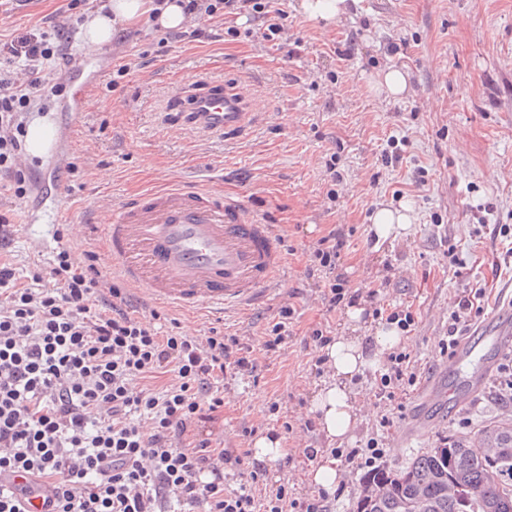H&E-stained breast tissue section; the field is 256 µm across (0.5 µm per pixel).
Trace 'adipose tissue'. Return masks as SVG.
Returning <instances> with one entry per match:
<instances>
[{
	"label": "adipose tissue",
	"mask_w": 512,
	"mask_h": 512,
	"mask_svg": "<svg viewBox=\"0 0 512 512\" xmlns=\"http://www.w3.org/2000/svg\"><path fill=\"white\" fill-rule=\"evenodd\" d=\"M154 13L162 28L177 30L186 17L175 0H111L108 12L89 18L85 25V40L89 46L109 43L120 24L132 23L146 13ZM395 330H377L375 334H341L327 346L317 349L327 375L315 383L311 400L319 432L331 448L348 442L356 428L359 415L357 391L352 383L366 370L381 365L388 350L398 344Z\"/></svg>",
	"instance_id": "adipose-tissue-1"
}]
</instances>
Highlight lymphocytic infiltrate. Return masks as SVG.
<instances>
[{
    "instance_id": "1",
    "label": "lymphocytic infiltrate",
    "mask_w": 512,
    "mask_h": 512,
    "mask_svg": "<svg viewBox=\"0 0 512 512\" xmlns=\"http://www.w3.org/2000/svg\"><path fill=\"white\" fill-rule=\"evenodd\" d=\"M61 25L0 44V59L26 78L0 74V170L25 151L24 116L59 95L45 62L67 60ZM62 245L49 267L20 279L0 261V471L51 484L49 512H330L326 495L262 498L249 482L224 485V449L182 438L224 405L212 382L226 369L253 371L234 336L162 332L134 317L133 296L95 265L76 267ZM53 287H44L45 279ZM173 373L154 389L151 374Z\"/></svg>"
}]
</instances>
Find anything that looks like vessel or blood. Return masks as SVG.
Returning <instances> with one entry per match:
<instances>
[{
	"mask_svg": "<svg viewBox=\"0 0 512 512\" xmlns=\"http://www.w3.org/2000/svg\"><path fill=\"white\" fill-rule=\"evenodd\" d=\"M175 99L208 132L237 131L248 120L241 98L220 83L187 84ZM101 231L114 274L184 313L250 306L279 286L285 264L275 226L206 185L176 182L147 192L111 211ZM509 345L512 315L490 311L441 367L414 428L428 427L433 409L467 407Z\"/></svg>",
	"mask_w": 512,
	"mask_h": 512,
	"instance_id": "vessel-or-blood-1",
	"label": "vessel or blood"
}]
</instances>
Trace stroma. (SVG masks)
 Instances as JSON below:
<instances>
[{"mask_svg": "<svg viewBox=\"0 0 512 512\" xmlns=\"http://www.w3.org/2000/svg\"><path fill=\"white\" fill-rule=\"evenodd\" d=\"M69 2L30 0L23 10L0 0V42L39 35ZM299 2L272 0L285 16L275 40L265 39L260 20L245 11L198 20L196 38L174 37L145 15L93 51L75 26L71 63L48 79L95 88L81 105L65 94L39 112L68 166L53 168L48 155L29 157L27 174L48 196L36 223L28 221L34 198H0V215L13 226L0 259L22 276L51 262L61 224L108 269L99 228L104 209L172 181L209 184L277 226L288 256L278 292L224 317L177 319L191 336L239 338L257 367L251 376L226 371L224 406L203 424L213 447L230 453L229 481L252 471V443L272 430L284 437L290 460L267 466L266 484L285 486L292 498L313 495L304 451L325 446L310 411L318 380L310 335L338 334L349 302L363 303L365 333L386 325L388 314L412 315L398 348L417 375L402 416L387 428L380 421L393 416V405L379 375L370 371L356 381L364 407L352 447L382 440L385 467L398 469L449 435L512 419V394L490 380L468 407L415 433L409 446L398 443L446 360L440 346L457 299L483 289L487 312L512 292V272H492L502 251L495 231L512 226V0H358L328 25L311 21ZM390 67L408 76L406 93L395 99L373 88ZM190 78L238 88L254 113L250 125L206 136L171 112L173 90ZM390 153L399 162L386 163ZM58 179L64 191L56 195ZM403 203L411 208L410 234L375 245L371 213ZM333 231L343 232L347 245L338 268L344 302L332 309L329 277L311 266L319 240ZM452 245L467 261L458 275L448 269ZM284 306L294 308L292 319H281ZM280 321L288 337L267 350L265 336Z\"/></svg>", "mask_w": 512, "mask_h": 512, "instance_id": "obj_1", "label": "stroma"}]
</instances>
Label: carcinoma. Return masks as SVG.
Returning <instances> with one entry per match:
<instances>
[{"label":"carcinoma","instance_id":"carcinoma-1","mask_svg":"<svg viewBox=\"0 0 512 512\" xmlns=\"http://www.w3.org/2000/svg\"><path fill=\"white\" fill-rule=\"evenodd\" d=\"M490 445L504 453L487 458ZM356 512H512V422L450 435L402 469L366 474Z\"/></svg>","mask_w":512,"mask_h":512}]
</instances>
